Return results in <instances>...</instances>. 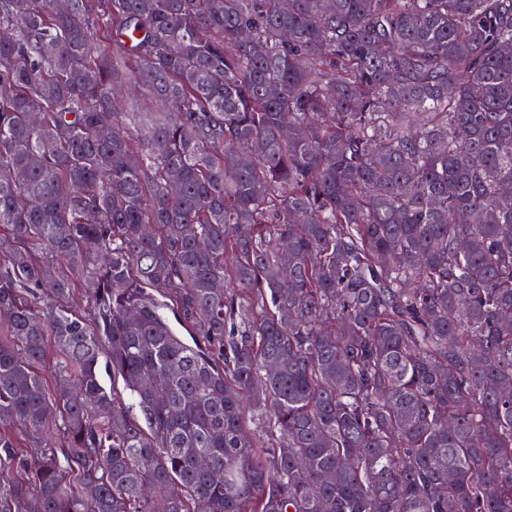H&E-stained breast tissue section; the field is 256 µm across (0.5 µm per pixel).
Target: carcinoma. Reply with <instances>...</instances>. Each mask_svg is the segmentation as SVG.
I'll return each instance as SVG.
<instances>
[{"mask_svg":"<svg viewBox=\"0 0 512 512\" xmlns=\"http://www.w3.org/2000/svg\"><path fill=\"white\" fill-rule=\"evenodd\" d=\"M506 186L512 0H0V512H512Z\"/></svg>","mask_w":512,"mask_h":512,"instance_id":"cac0c4a2","label":"carcinoma"}]
</instances>
